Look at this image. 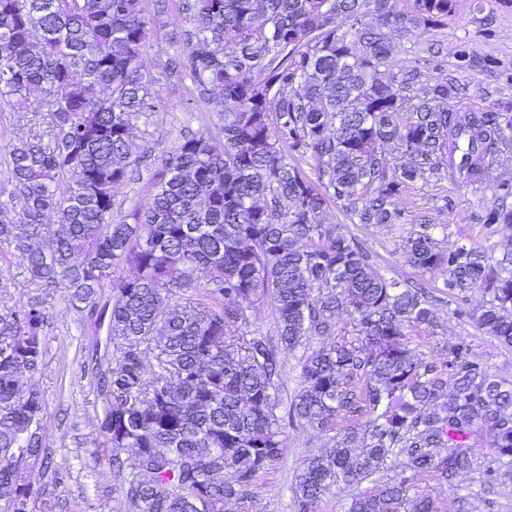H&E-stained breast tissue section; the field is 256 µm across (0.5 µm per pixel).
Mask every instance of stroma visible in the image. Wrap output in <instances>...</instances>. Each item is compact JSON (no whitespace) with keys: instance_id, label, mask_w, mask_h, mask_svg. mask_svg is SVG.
<instances>
[{"instance_id":"stroma-1","label":"stroma","mask_w":512,"mask_h":512,"mask_svg":"<svg viewBox=\"0 0 512 512\" xmlns=\"http://www.w3.org/2000/svg\"><path fill=\"white\" fill-rule=\"evenodd\" d=\"M192 27L178 0H170L166 12L152 21L144 61L152 77L150 93L158 108L132 120L133 152L148 155L149 164L116 189L114 221H131L134 211L152 197L162 159L183 133L205 131L214 139L222 137L217 112L194 102L190 81L173 77L168 70L170 57L182 49L185 33ZM463 43L474 55L466 68L458 67L456 58V50ZM398 44L401 58L419 67L430 81L454 84L458 94L451 101L452 108L484 112L499 100L512 99V82L506 80L512 73V0H458L455 15L438 25L411 28L399 37ZM41 121L40 112H15L0 104L1 219H22L9 172L8 149L29 141ZM494 183L463 186L443 169L405 192L406 223L351 224L333 206L324 219L329 224L345 225L347 233L367 252L369 263L387 278L405 286L421 284L436 296V327L407 331L416 353L437 361L447 355L450 346L462 342L469 360L512 382V347L480 329L470 316L483 303L482 293L461 300L450 298L441 271L419 272L407 263L403 253L406 240L424 218L435 224L441 247L464 243L498 255L512 251V228L484 222L495 197ZM25 266L18 252L0 243V313L38 298L44 301L48 315L43 364L39 371L19 376L20 390H40L45 402L43 448L20 470L22 482L32 489L27 512H127L122 479L112 468L114 450L99 429L107 398L98 378L114 366L122 344L109 337L106 323L91 320L87 311L73 306L66 288H47L32 281ZM311 347L306 341L280 355L282 372L275 400L286 444L281 459L258 478L248 502L230 503L226 512H300L293 493L295 477L311 456L332 446L327 436L302 427L290 414L300 389L301 359ZM470 456V469L453 482L412 478L411 496L432 499L438 512H455L460 504L466 512H512V476L497 458L487 433L473 437Z\"/></svg>"}]
</instances>
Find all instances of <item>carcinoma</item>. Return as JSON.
<instances>
[{
  "label": "carcinoma",
  "instance_id": "obj_1",
  "mask_svg": "<svg viewBox=\"0 0 512 512\" xmlns=\"http://www.w3.org/2000/svg\"><path fill=\"white\" fill-rule=\"evenodd\" d=\"M184 4L194 30L169 70L223 107L224 139L184 135L128 224L113 222L112 208L141 164L132 117L156 108L142 64L145 0H0V98L19 109L43 103L49 129L48 139L8 151L25 223L1 220L0 243L26 259L31 279L64 284L94 319V298L112 283L109 335L126 346L99 377L110 400L100 429L124 451L112 467L128 507L224 512L247 500L284 448L277 347L315 337L336 342L303 359L292 417L334 445L296 477L303 512L393 458L448 481L471 467L465 448L478 430L512 464V387L469 360L463 343L440 362L417 356L406 329L433 325L435 299L387 280L342 225L322 220L333 203L353 224H403L404 192L440 167L467 185L491 180L494 163L512 154V100L455 112L454 86L429 85L393 59L392 33L448 18L457 0H412L406 17L390 0ZM370 6L375 25L363 22ZM307 155L312 177L290 161ZM486 223L512 224L511 184ZM432 229L419 224L407 262L441 270L450 297L489 295L473 318L511 347L512 255L443 249ZM123 265L132 275H116ZM199 289L210 302H172ZM261 296L277 317L276 346L240 332L245 307ZM46 322L38 298L0 314V452L32 447L44 401L37 390L21 394L18 375L43 364ZM22 488L19 471L0 463V499L12 512H27ZM349 512L437 508L411 497L403 477L353 494Z\"/></svg>",
  "mask_w": 512,
  "mask_h": 512
}]
</instances>
